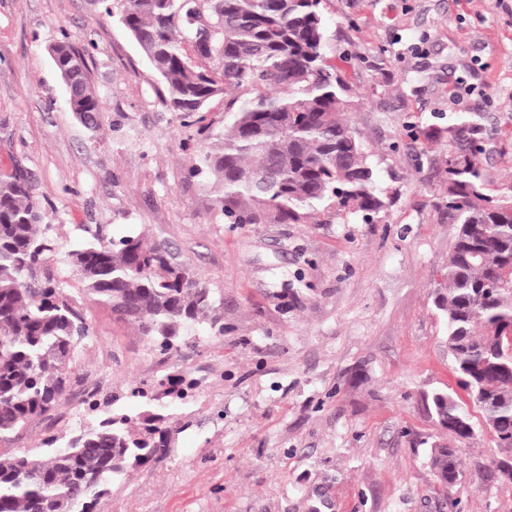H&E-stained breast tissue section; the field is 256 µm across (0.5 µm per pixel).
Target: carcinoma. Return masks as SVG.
Returning <instances> with one entry per match:
<instances>
[{"mask_svg":"<svg viewBox=\"0 0 512 512\" xmlns=\"http://www.w3.org/2000/svg\"><path fill=\"white\" fill-rule=\"evenodd\" d=\"M118 2L125 28L166 88L163 103L183 125L202 122L216 95L235 93L226 105L231 126L200 146L203 166L191 168L221 186L215 205L225 223H297L330 201L365 219L386 207L347 118V86L323 55L321 0ZM202 16L212 33L201 57L220 62L217 74L196 66L185 48ZM70 110L82 119L105 104L91 89ZM445 135L452 144L448 199L465 206L448 207L456 232L435 306L446 320L459 385L481 395L486 426L499 447L512 449V354L498 342L512 332V194L495 201L485 193L480 115L423 132L428 141ZM44 219L28 173L0 170V443L67 399L75 354L93 333L56 274L51 258L60 243L41 229ZM67 257L80 293L136 327L162 354L180 349L190 324L208 319L224 334L221 319L209 317V288L162 243L97 234ZM156 385L180 401L194 388L176 375ZM151 390L144 383L131 389L143 400L135 413L116 409L63 445L46 437L43 455L0 454V512H94L114 480L165 455L179 429ZM425 401L444 429L459 439L473 435L456 392L437 389ZM428 462L443 489L461 475L460 449L444 441L432 442Z\"/></svg>","mask_w":512,"mask_h":512,"instance_id":"obj_1","label":"carcinoma"}]
</instances>
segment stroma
I'll return each instance as SVG.
<instances>
[{
	"instance_id": "35a3bbf8",
	"label": "stroma",
	"mask_w": 512,
	"mask_h": 512,
	"mask_svg": "<svg viewBox=\"0 0 512 512\" xmlns=\"http://www.w3.org/2000/svg\"><path fill=\"white\" fill-rule=\"evenodd\" d=\"M323 54L349 89L387 205L371 223L336 208L315 222L226 224L218 187L191 174L198 126L162 103L165 87L119 18L98 0H0V166L33 180L65 247L95 232L163 242L216 301L225 330L188 326L159 354L111 310L83 299L93 326L77 383L52 417L0 452L40 453L46 432L91 424L87 394L132 407L131 385L201 380L169 452L115 481L94 512H512V484L479 408L471 438L428 413L455 388L445 322L434 306L456 232L448 219V142L414 140L478 112L486 192L512 193V0H321ZM85 55L106 109L98 132L70 111L48 47ZM462 451L441 490L428 444Z\"/></svg>"
}]
</instances>
